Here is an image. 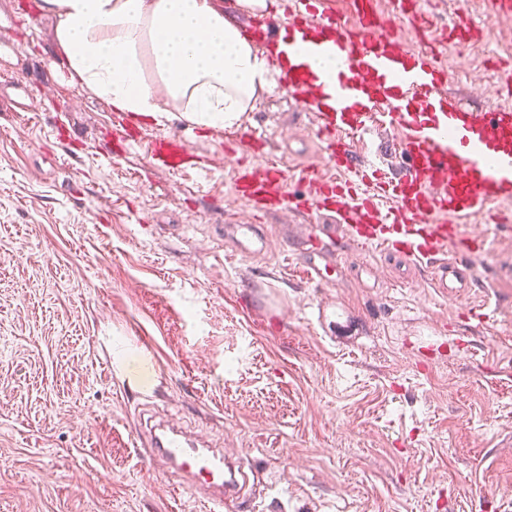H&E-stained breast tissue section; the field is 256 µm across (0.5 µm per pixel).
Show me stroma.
Segmentation results:
<instances>
[{"instance_id":"obj_1","label":"stroma","mask_w":512,"mask_h":512,"mask_svg":"<svg viewBox=\"0 0 512 512\" xmlns=\"http://www.w3.org/2000/svg\"><path fill=\"white\" fill-rule=\"evenodd\" d=\"M34 0H0V512H209L158 468L140 414L233 449L258 479L239 512H512V288L499 286L512 220L494 205L472 291L478 324L427 267L336 241L318 286L282 257L301 218L265 217L271 253L224 246L234 141L266 130L290 172L331 169L317 126L268 92L240 125L135 121L74 82ZM447 91L489 111L512 101V18L481 0H423ZM483 34L455 39L462 23ZM182 140L191 166H152ZM210 168L201 174L200 165Z\"/></svg>"}]
</instances>
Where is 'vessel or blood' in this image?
I'll use <instances>...</instances> for the list:
<instances>
[{
    "label": "vessel or blood",
    "instance_id": "b4317fda",
    "mask_svg": "<svg viewBox=\"0 0 512 512\" xmlns=\"http://www.w3.org/2000/svg\"><path fill=\"white\" fill-rule=\"evenodd\" d=\"M399 16L418 36L429 25L419 0H400ZM280 72L278 87L314 112L336 177L300 168L306 193L289 191L285 174L266 159L265 133L242 137L233 182L236 197L258 215L288 210L305 217L316 240L298 258L313 280L336 264L323 242L344 234L356 245L427 263L438 294L456 299L469 280L464 258L481 245L463 232L489 206L512 199V106L492 111L448 96V80L433 52L412 48L379 10L377 0H271L269 10L242 27ZM315 57H336L338 72L314 70ZM399 133L397 170L361 161L355 138ZM235 254L266 252L258 225L229 216L224 227ZM151 452L185 487L210 489L213 512H232L250 482L222 451L165 424H150Z\"/></svg>",
    "mask_w": 512,
    "mask_h": 512
}]
</instances>
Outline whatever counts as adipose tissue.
I'll return each instance as SVG.
<instances>
[{"label": "adipose tissue", "mask_w": 512, "mask_h": 512, "mask_svg": "<svg viewBox=\"0 0 512 512\" xmlns=\"http://www.w3.org/2000/svg\"><path fill=\"white\" fill-rule=\"evenodd\" d=\"M73 79L157 125L233 127L268 90L272 62L215 0H41Z\"/></svg>", "instance_id": "ef3b65f1"}]
</instances>
